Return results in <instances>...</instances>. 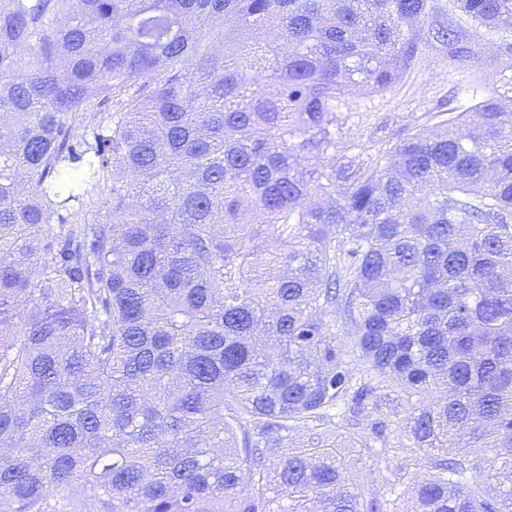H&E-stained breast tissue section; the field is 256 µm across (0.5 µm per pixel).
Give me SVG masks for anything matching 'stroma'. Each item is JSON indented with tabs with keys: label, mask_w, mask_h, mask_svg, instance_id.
Returning <instances> with one entry per match:
<instances>
[{
	"label": "stroma",
	"mask_w": 512,
	"mask_h": 512,
	"mask_svg": "<svg viewBox=\"0 0 512 512\" xmlns=\"http://www.w3.org/2000/svg\"><path fill=\"white\" fill-rule=\"evenodd\" d=\"M456 110L468 109L473 92L450 72L440 51L424 48L416 66L392 89L355 97L342 104L348 112L338 139L341 145L379 146L402 128L424 124L428 115L441 111L445 100Z\"/></svg>",
	"instance_id": "stroma-1"
}]
</instances>
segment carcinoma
I'll return each instance as SVG.
<instances>
[{
  "mask_svg": "<svg viewBox=\"0 0 512 512\" xmlns=\"http://www.w3.org/2000/svg\"><path fill=\"white\" fill-rule=\"evenodd\" d=\"M453 2L0 0V512H512V98L336 155Z\"/></svg>",
  "mask_w": 512,
  "mask_h": 512,
  "instance_id": "cac0c4a2",
  "label": "carcinoma"
}]
</instances>
